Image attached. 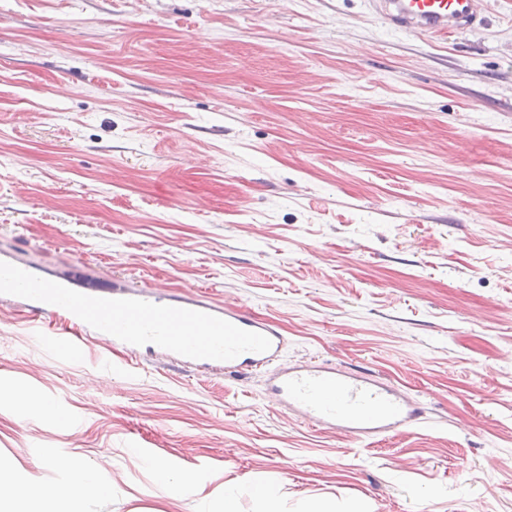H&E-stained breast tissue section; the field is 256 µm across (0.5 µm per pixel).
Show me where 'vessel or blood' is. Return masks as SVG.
<instances>
[{"mask_svg":"<svg viewBox=\"0 0 512 512\" xmlns=\"http://www.w3.org/2000/svg\"><path fill=\"white\" fill-rule=\"evenodd\" d=\"M373 11L404 32L445 36L471 28L482 0H370ZM13 300L36 299L58 319L55 344L79 349L82 327L111 336L113 345L137 352L146 344L165 349L174 362L222 366L225 373L276 364L269 391L285 411L316 425L374 440L415 424L421 409L391 382L328 365L279 363L284 336L272 323L243 309L215 306L203 297H145L114 285L108 300L57 287L23 271L0 268V290Z\"/></svg>","mask_w":512,"mask_h":512,"instance_id":"b4317fda","label":"vessel or blood"}]
</instances>
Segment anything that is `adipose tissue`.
<instances>
[{"label": "adipose tissue", "mask_w": 512, "mask_h": 512, "mask_svg": "<svg viewBox=\"0 0 512 512\" xmlns=\"http://www.w3.org/2000/svg\"><path fill=\"white\" fill-rule=\"evenodd\" d=\"M46 457L52 467L73 478L75 491L62 492L50 486L39 494H30L10 478L16 469L15 461L0 456V512H67L71 504L81 499L111 497L112 482L100 480L94 468L51 449L47 450Z\"/></svg>", "instance_id": "1"}]
</instances>
